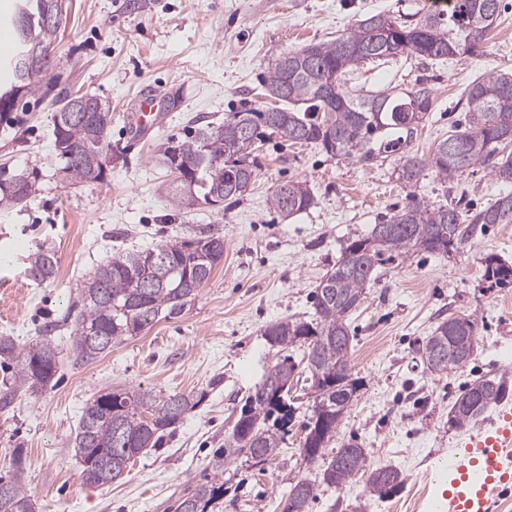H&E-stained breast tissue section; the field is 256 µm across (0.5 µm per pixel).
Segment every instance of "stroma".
Here are the masks:
<instances>
[{
	"instance_id": "stroma-1",
	"label": "stroma",
	"mask_w": 512,
	"mask_h": 512,
	"mask_svg": "<svg viewBox=\"0 0 512 512\" xmlns=\"http://www.w3.org/2000/svg\"><path fill=\"white\" fill-rule=\"evenodd\" d=\"M64 0L53 62L60 91L86 92L112 104L110 162L100 182L68 183L54 150L46 105L0 121V166L35 181L37 191L14 207L0 206V336L26 344L45 325L67 335L63 315L78 300L85 278L116 254L147 250L218 225L224 259L183 313L153 321L113 345L97 361L65 363L54 381L0 412V471L13 449L27 451L25 484L36 512H168L182 490L212 473L211 462L246 397L279 355L263 336L270 323L312 315L314 291L343 247L403 207L409 195L433 205H486L500 187L477 167L451 181L425 173L413 187L397 179L395 157L336 159L313 144L274 137L252 152L257 177L239 202L207 211L169 202L170 171L158 150L191 120L222 123L248 106L265 109L261 82L277 54L346 32L366 16L385 12L416 22L445 10L444 0ZM482 55L423 60L401 56L366 62L349 76L352 89L393 93L427 80L435 109L413 147L432 152L464 114L465 86L488 72L512 74V0ZM177 94L179 105L149 139L129 128L133 95ZM288 181L306 182L317 198L308 211L278 215L270 198ZM57 258L54 281L27 276L42 246ZM512 264V224L478 228L452 255L401 256L379 271L362 305L349 318L354 336L352 374L359 389L332 448L352 442L372 464L399 467L405 483L366 512H399L419 485L430 496L421 512L446 507L449 484L441 469L461 434L448 426L451 401L486 374L512 378V285L484 276L482 259ZM478 321V347L464 368L433 375L418 349L449 314ZM141 388L198 397L161 447L144 449L127 473L89 486L73 439L85 404L101 392ZM310 411L300 403L279 457L258 469L236 462L224 472V497L209 512H279L294 477H314L300 446Z\"/></svg>"
}]
</instances>
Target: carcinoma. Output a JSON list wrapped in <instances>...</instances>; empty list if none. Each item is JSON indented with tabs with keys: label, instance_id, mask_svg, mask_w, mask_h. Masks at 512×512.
<instances>
[{
	"label": "carcinoma",
	"instance_id": "carcinoma-1",
	"mask_svg": "<svg viewBox=\"0 0 512 512\" xmlns=\"http://www.w3.org/2000/svg\"><path fill=\"white\" fill-rule=\"evenodd\" d=\"M50 13H62L59 0H18L15 5L9 19L16 35L10 54L13 81L0 86V120L51 98L53 132L62 136L55 148L63 162V179L101 181L111 128L108 113H91L97 136L90 137L89 123L70 122L68 95L51 94L47 73H34L20 64L26 47L57 39L60 24H47ZM500 18V0H448L446 16L431 13L412 24L374 14L333 40L281 52L263 78L265 96L280 106L245 108L217 125H201L195 119L182 137L167 139L159 164L169 167L171 144L181 160L196 166L194 194L201 205L216 196L233 204L254 180L255 161L242 140L245 131L251 140L276 135L295 143H315L338 159L395 155L399 180L410 187L428 169L450 181L477 166L488 168L497 181L512 184V152L503 140L512 132V75L490 73L470 82L462 98L464 127L450 132L424 159L414 153L412 144L435 103L427 83L420 81L392 94H355L343 84L350 71L366 60L405 54L426 60L474 55ZM18 94L21 98L14 105L12 98ZM410 94L424 104L415 117L399 112ZM34 192L27 178L0 171V205L21 203ZM316 204L310 187L299 181L278 186L271 197L273 209L287 216ZM479 224H512V193L467 211L456 205L434 206L412 195L367 235L349 240L316 288L314 317L287 318L266 327L267 343L286 355L267 368L247 396L223 450L213 459L212 478L183 492L172 504L174 512H208L224 496V466L239 460L266 464L281 453L294 410L284 409L280 397H288L301 381L308 384L304 391L313 401L302 447L308 449V463L321 462L320 480L317 484L306 478L294 480L282 512H309L322 485L339 488L361 480L365 492L379 500L387 497L386 486L402 487L405 477L400 468L372 465L365 449L356 444L348 443L329 457L325 453L359 388L358 379L352 377L348 317L361 306L383 265L400 255L458 250L472 239ZM223 259L224 234L210 225L191 238L122 253L99 265L81 285L82 309L71 323L66 349L60 348L49 329L41 339L22 347L13 338L0 336V370L8 372L0 389V411L12 409L21 394L47 387L62 359L75 365L91 363L112 345L139 335L156 318L180 315ZM56 272L52 248L31 257L27 269L31 280L48 282ZM484 275L501 285L512 283V264L488 255ZM477 345L476 319L450 314L437 324L419 354L430 373L440 374L466 366ZM297 347L303 348L298 364L288 355ZM511 399L506 376H481L455 397L449 421L458 430L466 429ZM195 405L188 395L161 396L135 389L97 395L84 406L75 435L83 483L100 486L121 477L143 449L159 447ZM26 466L25 449H14L9 476L0 477V512H35L25 487Z\"/></svg>",
	"mask_w": 512,
	"mask_h": 512
}]
</instances>
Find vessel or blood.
Returning a JSON list of instances; mask_svg holds the SVG:
<instances>
[{
    "label": "vessel or blood",
    "mask_w": 512,
    "mask_h": 512,
    "mask_svg": "<svg viewBox=\"0 0 512 512\" xmlns=\"http://www.w3.org/2000/svg\"><path fill=\"white\" fill-rule=\"evenodd\" d=\"M169 110L164 97L138 96L130 114L134 133L139 139H147L160 128ZM459 446V453L446 463L453 476L448 512H486L489 491L512 483V461L503 455L504 449L512 447V412L501 413L486 430L464 433Z\"/></svg>",
    "instance_id": "obj_1"
}]
</instances>
